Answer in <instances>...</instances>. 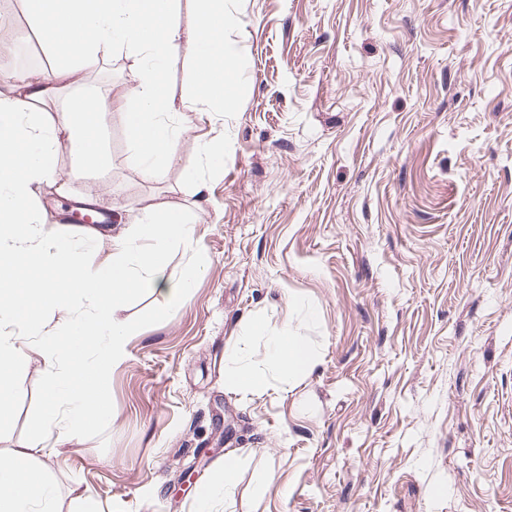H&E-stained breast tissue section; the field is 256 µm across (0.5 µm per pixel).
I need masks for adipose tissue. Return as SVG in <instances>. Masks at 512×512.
I'll return each mask as SVG.
<instances>
[{
  "label": "adipose tissue",
  "mask_w": 512,
  "mask_h": 512,
  "mask_svg": "<svg viewBox=\"0 0 512 512\" xmlns=\"http://www.w3.org/2000/svg\"><path fill=\"white\" fill-rule=\"evenodd\" d=\"M177 0H28L36 29L59 66L0 84V326L36 328L38 352L50 374L47 412L67 401L73 430L110 415L98 395L111 365L123 354L130 330L124 316L129 298L143 288L164 294L169 304L187 296L191 272L178 279L166 274L173 243L188 242L190 227L174 208H147L135 230L112 239V256L92 263L85 248L63 242L41 223L33 207L37 187L56 180L57 158L70 150L76 163L94 171L105 162L100 117L102 95L86 90L71 97L55 115L37 105L55 97L80 72L95 69L115 46L133 48L145 62L136 84L123 99L126 133L139 175H160L178 137L168 117L177 97L165 79L167 62L186 53L194 67L193 100L226 105L236 69L224 46L228 19L224 0H195L193 29L173 20ZM268 359L284 377L307 371L308 347L299 338L274 335ZM20 350L12 337L0 336V422L17 396L15 376ZM27 451L0 456V512H55L57 489L42 470L27 462Z\"/></svg>",
  "instance_id": "ef3b65f1"
}]
</instances>
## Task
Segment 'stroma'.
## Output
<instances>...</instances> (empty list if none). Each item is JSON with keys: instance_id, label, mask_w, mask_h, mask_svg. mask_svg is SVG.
Masks as SVG:
<instances>
[{"instance_id": "stroma-1", "label": "stroma", "mask_w": 512, "mask_h": 512, "mask_svg": "<svg viewBox=\"0 0 512 512\" xmlns=\"http://www.w3.org/2000/svg\"><path fill=\"white\" fill-rule=\"evenodd\" d=\"M224 9L230 108L191 113L173 160L143 181L118 96L143 63L112 51L84 77L109 101L107 164L62 152L65 194L36 199L45 223L66 199L111 201L110 235L56 227L97 261L144 207L181 210L191 241L167 271L195 269L188 296L131 301L100 391L112 416L64 445L43 431L50 378L27 332L0 453L30 447L59 512H196L230 452L241 464L215 512H512V0ZM14 32L30 58L0 67L55 65L26 0ZM208 140L223 141L218 157ZM284 329L312 354L287 381L265 340ZM237 352L265 390L226 384Z\"/></svg>"}]
</instances>
